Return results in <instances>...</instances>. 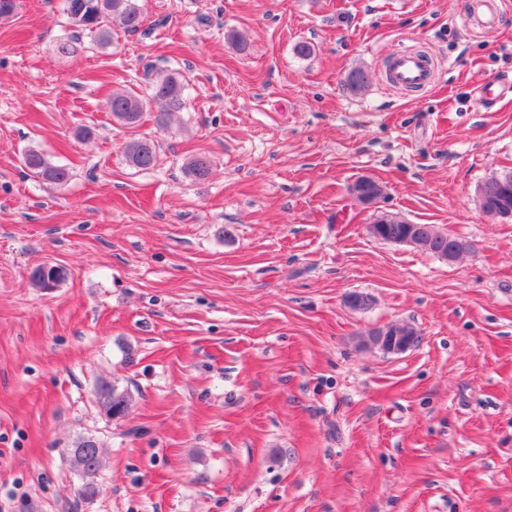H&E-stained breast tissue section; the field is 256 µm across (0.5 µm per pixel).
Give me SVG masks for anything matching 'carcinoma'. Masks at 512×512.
I'll return each instance as SVG.
<instances>
[{
  "instance_id": "carcinoma-1",
  "label": "carcinoma",
  "mask_w": 512,
  "mask_h": 512,
  "mask_svg": "<svg viewBox=\"0 0 512 512\" xmlns=\"http://www.w3.org/2000/svg\"><path fill=\"white\" fill-rule=\"evenodd\" d=\"M64 12L72 25L95 35L99 43L106 46L112 42L110 23L119 18L126 32H135L142 25L143 18L137 0H64ZM151 100L160 103L161 109L154 116L157 127L167 126L171 117L187 106L186 86L179 77L168 75L152 83ZM149 100V101H151ZM149 101L131 91H116L108 101L112 116L129 128L138 126ZM129 163L140 169L149 170L158 162L155 142L148 138H133L125 146ZM23 165L34 177L53 184H64L69 180V170L64 166L50 163L43 154L29 151L23 156ZM190 172L198 180H206L212 173L210 160L205 156L195 157L189 165ZM484 197L478 198L480 208L486 214L499 217L512 214V171L492 177L480 186ZM382 225L380 236L385 242L402 238L407 231L405 220L393 217L377 218ZM424 245L421 249L439 256L442 251L457 250L461 254L470 248L466 241L441 230L435 224L418 225ZM64 278V270L56 265L44 264L35 268L31 282L38 288H53ZM418 331L409 324H398L388 329H378L369 338L371 345L386 350L393 342L418 341ZM98 404L104 415L112 420L124 416L131 405L130 392L115 383L102 382L97 387ZM73 469L84 478L82 495L91 497L97 491L96 477L102 468L103 448L100 442L90 436L75 442L66 449Z\"/></svg>"
}]
</instances>
